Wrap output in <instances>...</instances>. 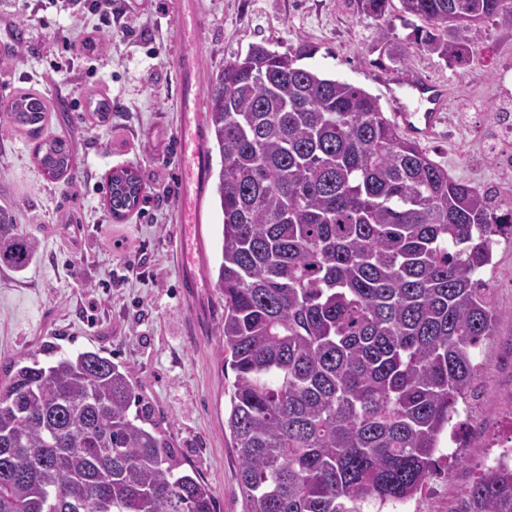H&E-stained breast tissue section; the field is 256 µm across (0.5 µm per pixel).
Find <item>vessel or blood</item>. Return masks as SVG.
I'll return each mask as SVG.
<instances>
[{"label":"vessel or blood","instance_id":"b4317fda","mask_svg":"<svg viewBox=\"0 0 512 512\" xmlns=\"http://www.w3.org/2000/svg\"><path fill=\"white\" fill-rule=\"evenodd\" d=\"M411 89L413 96L423 104V111H409L407 103L391 88L387 94L394 104V117L414 134L429 135L443 119L445 97L436 86L422 81L412 82ZM182 108L181 126L178 130L182 159L180 204L185 211L186 222L182 225L180 234L187 238L188 243L181 263L180 285L186 293L193 294L208 285L199 265L197 252L201 204L208 183L209 158L195 93L184 91Z\"/></svg>","mask_w":512,"mask_h":512}]
</instances>
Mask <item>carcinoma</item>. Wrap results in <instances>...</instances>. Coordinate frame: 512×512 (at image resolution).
<instances>
[{
    "label": "carcinoma",
    "instance_id": "obj_1",
    "mask_svg": "<svg viewBox=\"0 0 512 512\" xmlns=\"http://www.w3.org/2000/svg\"><path fill=\"white\" fill-rule=\"evenodd\" d=\"M397 3L421 25L406 44L379 28L394 62L410 44L460 64L482 24L512 26V0H358L378 21ZM313 51L253 43L206 93L226 424L246 512H382L422 493L479 393L480 348L501 320L484 274L512 240V201L449 176L364 89L300 65ZM53 110L33 89L0 104L34 137ZM35 159L51 180L70 173L63 139ZM109 188L123 216L144 182L116 169ZM35 252L0 206V265L22 270ZM53 355L15 361L0 384V512H214L197 471L130 412L128 370ZM453 512H512V468H483Z\"/></svg>",
    "mask_w": 512,
    "mask_h": 512
}]
</instances>
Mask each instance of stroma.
I'll return each mask as SVG.
<instances>
[{
    "label": "stroma",
    "mask_w": 512,
    "mask_h": 512,
    "mask_svg": "<svg viewBox=\"0 0 512 512\" xmlns=\"http://www.w3.org/2000/svg\"><path fill=\"white\" fill-rule=\"evenodd\" d=\"M105 27L94 0H0V38L27 31L23 57H0V103L30 88L56 110L48 135L73 147L70 174L47 180L35 142L0 123V205L37 243L21 272L0 267V382L13 361L50 347L101 351L130 371L141 405L210 487L216 512H245L239 459L225 425L234 374L218 351L224 299L208 289L205 322L179 284L180 119L177 54L199 58L201 88L250 44L286 51L315 46L307 66L359 86L389 108L385 83L412 75L443 82L449 112L421 146L456 179L512 196V170L495 156L512 134L495 132L496 107L512 110V27L490 21L462 65L411 51L387 58L378 23L357 0H112ZM111 110L98 117L103 105ZM131 167L145 189L120 220L107 206L112 170ZM223 216L214 191L202 209L204 271L221 259ZM135 272H127L128 264ZM494 299L501 323L482 345L483 390L461 413L466 465L441 469L425 488L451 512L492 443L512 439V242L494 250Z\"/></svg>",
    "instance_id": "stroma-1"
}]
</instances>
